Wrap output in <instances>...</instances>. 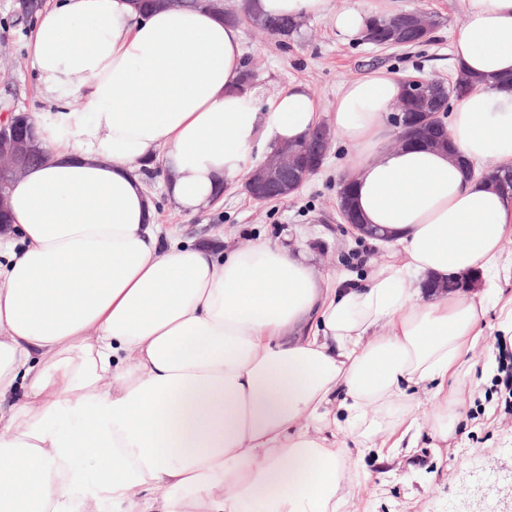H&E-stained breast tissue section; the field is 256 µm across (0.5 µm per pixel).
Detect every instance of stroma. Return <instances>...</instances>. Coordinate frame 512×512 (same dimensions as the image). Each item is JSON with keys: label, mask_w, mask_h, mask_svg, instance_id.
Returning a JSON list of instances; mask_svg holds the SVG:
<instances>
[{"label": "stroma", "mask_w": 512, "mask_h": 512, "mask_svg": "<svg viewBox=\"0 0 512 512\" xmlns=\"http://www.w3.org/2000/svg\"><path fill=\"white\" fill-rule=\"evenodd\" d=\"M351 7L372 8L383 15L418 7L434 15L438 25L426 45L379 49L336 32L332 13ZM463 11L464 0H329L328 14L308 18L302 33L285 42L241 21L243 61L254 71V83L264 98L305 86L325 123L340 86L371 71L384 69L400 78L448 79L453 73L452 39ZM30 34L28 23L14 12V0H0V105L45 112L49 105L37 92L27 57ZM346 154V146L333 141L321 170L282 201L256 203L236 183L208 208L187 212L155 192L157 222L173 240L211 242L221 252L257 241L301 250L330 284L343 273L365 276L387 255L355 234L339 215L337 183L347 171ZM347 444L352 475L368 483L361 512H489L488 503L472 502L466 494L467 476L490 460L512 467V404L497 395L491 377H477L475 396L460 408L442 457L427 435L399 466L381 461L355 439Z\"/></svg>", "instance_id": "stroma-1"}]
</instances>
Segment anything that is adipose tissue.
<instances>
[{"label":"adipose tissue","mask_w":512,"mask_h":512,"mask_svg":"<svg viewBox=\"0 0 512 512\" xmlns=\"http://www.w3.org/2000/svg\"><path fill=\"white\" fill-rule=\"evenodd\" d=\"M242 56L237 23L204 6L38 13L28 59L56 107L32 115L43 157L8 186L0 228V512H358L348 434L389 461L447 442L463 375L487 369L512 202L467 166L512 165V0H465L452 61L479 84L452 104L448 148H382L404 93L387 71L337 93L352 204L399 247L363 282L328 286L271 243H162L142 170L195 212L317 124L300 87L259 105ZM474 270L481 288L425 300L423 281ZM411 386L425 405L405 403Z\"/></svg>","instance_id":"1"}]
</instances>
